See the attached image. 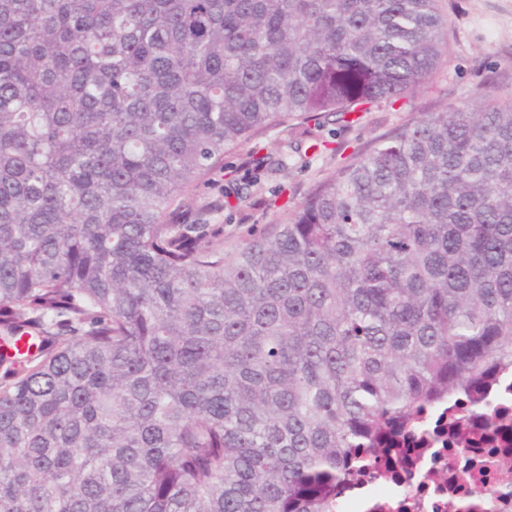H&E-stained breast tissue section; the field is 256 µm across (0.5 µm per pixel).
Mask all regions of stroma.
Segmentation results:
<instances>
[{"instance_id":"35a3bbf8","label":"stroma","mask_w":512,"mask_h":512,"mask_svg":"<svg viewBox=\"0 0 512 512\" xmlns=\"http://www.w3.org/2000/svg\"><path fill=\"white\" fill-rule=\"evenodd\" d=\"M448 51L423 86L396 100H380L350 122L325 120L312 135L298 122L267 129L225 154L214 171L178 203L177 222L218 224L225 257L244 241L271 231L284 208H295L315 185L378 136L424 112L455 107L478 94L512 96V0H451ZM324 145L313 148V140ZM259 153L266 165L256 167Z\"/></svg>"}]
</instances>
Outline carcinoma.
Returning a JSON list of instances; mask_svg holds the SVG:
<instances>
[{
  "label": "carcinoma",
  "mask_w": 512,
  "mask_h": 512,
  "mask_svg": "<svg viewBox=\"0 0 512 512\" xmlns=\"http://www.w3.org/2000/svg\"><path fill=\"white\" fill-rule=\"evenodd\" d=\"M441 0H0V512H336L512 371V100L377 139L235 256L172 207L423 85Z\"/></svg>",
  "instance_id": "1"
}]
</instances>
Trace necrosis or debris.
Instances as JSON below:
<instances>
[{
	"instance_id": "4bbe7bcc",
	"label": "necrosis or debris",
	"mask_w": 512,
	"mask_h": 512,
	"mask_svg": "<svg viewBox=\"0 0 512 512\" xmlns=\"http://www.w3.org/2000/svg\"><path fill=\"white\" fill-rule=\"evenodd\" d=\"M486 402L500 418L484 420L461 398L439 405L392 462L356 476L336 490L339 512H512V375H505ZM467 421L471 441L456 444L455 425Z\"/></svg>"
}]
</instances>
